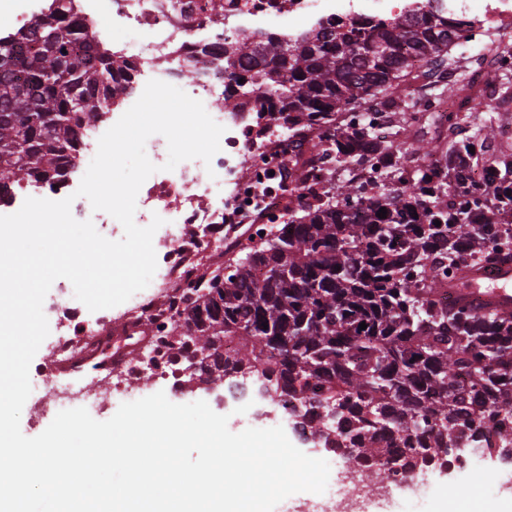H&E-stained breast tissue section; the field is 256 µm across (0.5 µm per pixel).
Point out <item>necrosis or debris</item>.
Here are the masks:
<instances>
[{"instance_id":"necrosis-or-debris-1","label":"necrosis or debris","mask_w":512,"mask_h":512,"mask_svg":"<svg viewBox=\"0 0 512 512\" xmlns=\"http://www.w3.org/2000/svg\"><path fill=\"white\" fill-rule=\"evenodd\" d=\"M442 2L449 18L474 26L473 34L454 45L458 68L449 71V78L475 68L480 85L497 86L496 62L512 50V0ZM413 6L414 0H78L76 16L105 22L107 37L127 43L132 82L115 96L128 108L149 80L177 84L178 70L191 60L199 61V75L186 86V93L206 105L223 100L224 71L205 63L203 57L223 52L225 44L240 34L259 41L295 38L339 18L391 21ZM255 105L249 98L238 111L214 114L225 132L220 151L207 164L192 159L164 170L167 141L152 139L149 159L160 170L141 186L134 214L141 227L156 215L164 220L154 234L157 270L149 286L124 302L116 314L108 309L89 311L67 288L55 289L43 304L48 322L55 327L51 348L61 360L89 345L117 350L120 336L131 325L149 327L152 335L139 359L122 366L116 389L100 387L97 373L90 370L58 376L31 368L35 418L74 404L97 412L116 395L141 399L135 380L148 369L171 380L174 389L184 388L177 365L168 364V351L161 346L175 314L172 295L200 256L222 255L229 234L288 215L287 191L264 190L263 179L287 163L286 148L294 137L274 120L257 130L251 114Z\"/></svg>"}]
</instances>
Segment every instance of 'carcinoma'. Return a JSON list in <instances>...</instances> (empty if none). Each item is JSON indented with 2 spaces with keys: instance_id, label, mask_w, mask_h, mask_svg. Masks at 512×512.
Wrapping results in <instances>:
<instances>
[{
  "instance_id": "cac0c4a2",
  "label": "carcinoma",
  "mask_w": 512,
  "mask_h": 512,
  "mask_svg": "<svg viewBox=\"0 0 512 512\" xmlns=\"http://www.w3.org/2000/svg\"><path fill=\"white\" fill-rule=\"evenodd\" d=\"M463 36L426 3L391 22L339 19L291 43L243 33L214 56L224 108L254 96L256 121L321 134L294 162L288 221L229 243L224 278L190 282L168 330L171 362L209 359L199 382L253 381L301 407L302 433L402 480L443 465L450 448L498 460L512 449V315L434 299L464 271L512 261V232L498 222L512 212V147L489 155L490 183L473 187L469 147L496 145L492 120L440 112L439 99L410 112L399 103L411 58L443 76ZM129 69L73 17L71 0H52L50 19L0 37V202L12 175L44 183L68 172L77 130L98 119ZM373 100L398 124L390 138L336 122ZM473 116V134L460 135ZM316 160L333 166L324 182L307 168ZM371 163L395 187L356 177L332 186L334 169Z\"/></svg>"
}]
</instances>
